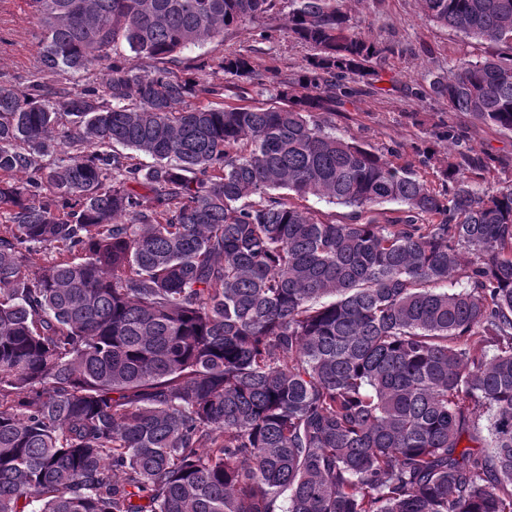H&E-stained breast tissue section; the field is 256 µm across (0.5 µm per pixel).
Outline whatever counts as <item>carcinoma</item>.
Here are the masks:
<instances>
[{"label":"carcinoma","instance_id":"cac0c4a2","mask_svg":"<svg viewBox=\"0 0 512 512\" xmlns=\"http://www.w3.org/2000/svg\"><path fill=\"white\" fill-rule=\"evenodd\" d=\"M272 2L25 0L40 66L0 86V512H512V189H475L497 158L462 142L413 148L435 190L332 132L388 51L344 0H288L316 50L295 77L247 51L172 68ZM420 3L496 46L432 93L512 131V0ZM226 75L278 104L224 103ZM298 203L303 204L304 206L323 213L329 219L336 216V221H346L347 216L350 213L349 208H344L341 206L328 204L323 200L318 199L314 196H308L306 199L298 200Z\"/></svg>","mask_w":512,"mask_h":512}]
</instances>
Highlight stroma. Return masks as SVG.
I'll use <instances>...</instances> for the list:
<instances>
[{"label":"stroma","instance_id":"1","mask_svg":"<svg viewBox=\"0 0 512 512\" xmlns=\"http://www.w3.org/2000/svg\"><path fill=\"white\" fill-rule=\"evenodd\" d=\"M348 7L355 32L388 51L375 64L379 81L329 115L337 135L381 152L394 150V162L415 163L414 146L434 140L440 127L448 125L464 135L476 152L498 159L492 172L466 171L468 180L512 188V132L481 124L465 113L449 111L440 99L415 93L423 79L446 73L458 61L483 58L488 45L430 21L419 0H348ZM287 20V0H276L262 19L273 29V39L257 42L254 23L246 22L226 30L223 39L187 47L178 66L184 69L202 57L247 50L261 66L288 76L300 73L313 50L288 37ZM36 33L24 0H0V85L25 84L35 73Z\"/></svg>","mask_w":512,"mask_h":512}]
</instances>
